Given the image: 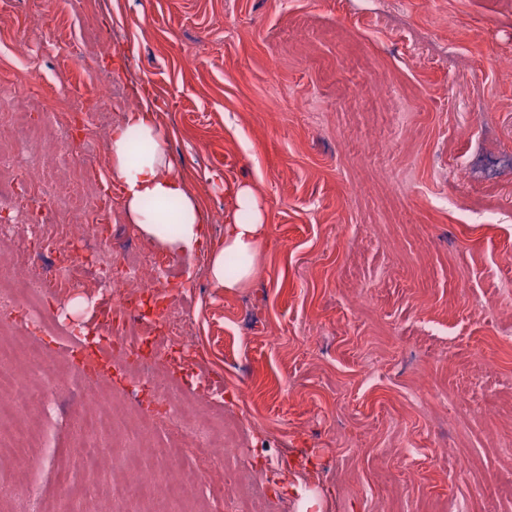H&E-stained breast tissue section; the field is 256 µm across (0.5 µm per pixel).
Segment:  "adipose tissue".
I'll return each instance as SVG.
<instances>
[{
  "instance_id": "obj_1",
  "label": "adipose tissue",
  "mask_w": 512,
  "mask_h": 512,
  "mask_svg": "<svg viewBox=\"0 0 512 512\" xmlns=\"http://www.w3.org/2000/svg\"><path fill=\"white\" fill-rule=\"evenodd\" d=\"M145 149L132 154L131 144ZM109 175L104 195H117L129 223L151 243L178 255L198 252L207 236L209 218L185 181L173 172L165 134L150 102L128 112L115 125L108 142ZM231 222L224 227V245L208 256L207 275L213 287H247L266 239L263 208L254 190L237 187L232 194ZM235 273H227V260Z\"/></svg>"
}]
</instances>
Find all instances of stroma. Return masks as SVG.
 <instances>
[{"label":"stroma","instance_id":"35a3bbf8","mask_svg":"<svg viewBox=\"0 0 512 512\" xmlns=\"http://www.w3.org/2000/svg\"><path fill=\"white\" fill-rule=\"evenodd\" d=\"M86 40L84 62L69 54ZM52 54H42L45 41ZM425 44L429 58L411 51ZM24 46L33 64L18 68ZM109 112L148 95L175 171L224 244L230 193L251 186L268 242L250 287L213 288L207 250L170 255L192 289V362L156 351L157 378L217 381L242 424L224 499L269 512H512V0H40L0 12V86L31 89L54 129L102 75ZM392 84L393 100L374 89ZM309 100L297 112L293 99ZM467 287H457L458 279ZM278 337L270 345L269 337ZM380 373L369 378L365 358ZM63 386L42 455L0 458L12 512H72L46 460L75 487L110 478L85 463L80 394ZM476 466L458 472V455ZM279 466L281 484L267 483Z\"/></svg>","mask_w":512,"mask_h":512}]
</instances>
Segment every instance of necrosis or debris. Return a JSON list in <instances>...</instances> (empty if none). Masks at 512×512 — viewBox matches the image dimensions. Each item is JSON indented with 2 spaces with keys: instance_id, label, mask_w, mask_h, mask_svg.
Returning a JSON list of instances; mask_svg holds the SVG:
<instances>
[{
  "instance_id": "1",
  "label": "necrosis or debris",
  "mask_w": 512,
  "mask_h": 512,
  "mask_svg": "<svg viewBox=\"0 0 512 512\" xmlns=\"http://www.w3.org/2000/svg\"><path fill=\"white\" fill-rule=\"evenodd\" d=\"M22 89L0 93V114L10 120L11 146L0 148V167L12 165L14 155L27 156V174H15L8 187H0V245L15 241V222L23 219L29 229L30 246L24 247L30 273L26 288L13 287L0 274V431H14L15 446L9 453L27 457L41 447L50 428V415L58 388L66 383V373L50 365L30 360L33 341L57 340L69 336L81 354L71 357L70 366L81 376L99 373L103 358L116 359L132 372L134 390H148L149 402L117 401L91 392L81 401V421L87 432L108 436L117 429L137 435L154 430L140 455L127 458L123 472L102 482L94 494L113 502H133L136 512H168L156 503L146 476L151 469L166 468L172 473L171 496L187 501L185 512H223L224 461L219 450L234 447L238 425L225 422L178 384L158 385L152 358L143 349L155 342L145 330L144 307L151 303L152 285L167 273L165 258L142 243L124 244L120 249L96 245L110 226L115 209L110 201L86 197L76 200L71 191L57 187L45 192L37 178L48 161L37 146L46 138L38 121L24 115L19 100ZM92 277L99 288L92 310L102 321L93 331H69L51 311L71 288ZM95 336L101 348L86 352L81 348L88 336ZM25 363L26 382H18L11 367ZM209 482L210 502L198 510L192 491L195 480Z\"/></svg>"
}]
</instances>
